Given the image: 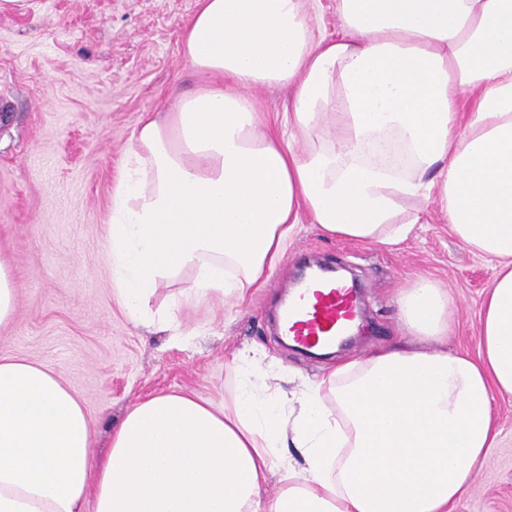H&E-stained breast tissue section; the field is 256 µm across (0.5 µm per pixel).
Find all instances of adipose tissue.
Segmentation results:
<instances>
[{"label": "adipose tissue", "instance_id": "ef3b65f1", "mask_svg": "<svg viewBox=\"0 0 512 512\" xmlns=\"http://www.w3.org/2000/svg\"><path fill=\"white\" fill-rule=\"evenodd\" d=\"M323 37L303 0H199L183 54L209 83L134 130L112 195L107 261L133 324L172 328L158 288L245 302L283 259L301 212L326 234L394 244L436 198L459 241L497 266L481 354L448 351L452 305L401 289L421 346L336 367L290 396L245 379L232 406L190 392L137 402L102 459L78 395L0 349V512H448L512 398V0H336ZM291 89L284 131L251 90ZM472 112L459 124L461 92ZM280 489L266 497L271 477Z\"/></svg>", "mask_w": 512, "mask_h": 512}]
</instances>
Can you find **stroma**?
Returning <instances> with one entry per match:
<instances>
[{
  "mask_svg": "<svg viewBox=\"0 0 512 512\" xmlns=\"http://www.w3.org/2000/svg\"><path fill=\"white\" fill-rule=\"evenodd\" d=\"M197 0H17L0 9V258L17 283L13 322L0 347L55 372L84 402L91 453L139 400L189 391L232 403L243 371L282 372L299 392L346 362L407 342L395 295L419 277L446 288L449 350L477 357L478 313L492 259L451 232L435 200L404 214L425 221L397 245L333 237L302 216L266 288L239 308L212 295L174 307L189 338L135 326L111 293L106 262L113 186L141 118L167 111L201 83L181 36ZM342 268L363 286L364 333L327 358L305 356L275 330V309L305 267ZM500 446L450 512H512V399H494Z\"/></svg>",
  "mask_w": 512,
  "mask_h": 512,
  "instance_id": "stroma-1",
  "label": "stroma"
}]
</instances>
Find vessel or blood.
<instances>
[{"label": "vessel or blood", "instance_id": "b4317fda", "mask_svg": "<svg viewBox=\"0 0 512 512\" xmlns=\"http://www.w3.org/2000/svg\"><path fill=\"white\" fill-rule=\"evenodd\" d=\"M358 290L334 277H315L292 295L282 316V334L308 351L350 333L359 317Z\"/></svg>", "mask_w": 512, "mask_h": 512}]
</instances>
